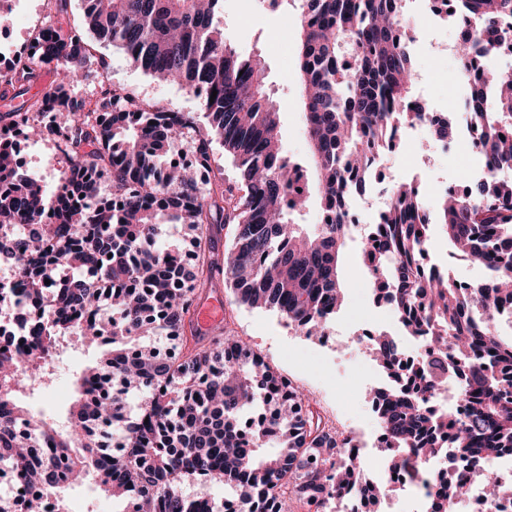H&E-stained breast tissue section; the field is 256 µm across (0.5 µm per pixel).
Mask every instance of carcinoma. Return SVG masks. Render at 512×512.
<instances>
[{"label": "carcinoma", "instance_id": "carcinoma-1", "mask_svg": "<svg viewBox=\"0 0 512 512\" xmlns=\"http://www.w3.org/2000/svg\"><path fill=\"white\" fill-rule=\"evenodd\" d=\"M85 25H52L42 56L24 59L12 79L32 87L41 66L56 65L52 101L63 133L69 174L51 202L58 223L43 224L47 205L40 181L16 170L11 143L0 140V264L36 285L65 270L56 304L33 333L26 358L0 352V476L21 471L34 484L25 512L52 500L67 512L64 493L78 473L95 476L101 489L122 503L134 495L139 512H224L204 489L222 480L236 492L239 512H282L285 497L322 507L349 490L368 509L396 488L369 477L331 440L328 422L299 389H280L281 374L243 339L191 329L194 302L219 268L213 230L233 226L224 253L225 283L236 301L274 310L308 338L320 337L345 300L340 257L349 228L343 221L347 195L362 190L376 154L396 145V131L426 121L414 98V72L398 30L405 0H302L296 65L310 146L312 174L282 152L279 112L266 91L258 55L243 56L224 43L218 21L224 0H84ZM450 15L465 32L457 46L460 73L470 88L464 112L476 132L485 176L462 179L435 213L422 189L392 186L394 202L381 220L378 246L369 261L384 302L405 316L410 336L431 344L423 385L400 383L403 344L383 329L371 353L392 378L376 392L373 406L383 426L385 453L394 466L423 470L431 460L463 455L466 470L448 469L436 486L433 512H451L471 491L472 475L493 460L512 456V340L497 333L512 308V70H481L478 61L512 51V0H452ZM112 43L151 77L174 78L197 96L209 118L196 157L211 167L218 140L232 157L238 181L219 174L201 177L198 167L161 161L195 124L191 112L144 104L120 86L92 102L72 93L101 76L89 58L88 36ZM216 98H211L212 92ZM45 98L0 113V122L34 137L44 134L34 115ZM459 124L435 121L434 135L453 142ZM314 179L321 210L331 222L308 233L291 216L310 197ZM180 227L193 262L183 268L177 246L156 248L165 227ZM452 248L488 268L467 291L438 268L423 271L420 258L434 227ZM108 305L119 318L104 319ZM75 335L102 349L96 366L79 378L80 398L59 424L21 406L25 392L52 382L59 339ZM164 336L177 353L152 343ZM474 354L454 367L456 396L464 417L448 421L428 409L433 376L443 348ZM143 396L135 417L127 396ZM260 416L249 442L240 439L245 410ZM94 415L116 425L121 453L112 467L100 465L103 437L90 430ZM26 417L27 432L16 422ZM52 449L39 468L27 461ZM335 468L336 483H321L313 457ZM189 478L202 489L186 495Z\"/></svg>", "mask_w": 512, "mask_h": 512}]
</instances>
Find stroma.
Listing matches in <instances>:
<instances>
[{"label": "stroma", "mask_w": 512, "mask_h": 512, "mask_svg": "<svg viewBox=\"0 0 512 512\" xmlns=\"http://www.w3.org/2000/svg\"><path fill=\"white\" fill-rule=\"evenodd\" d=\"M19 4L14 28L5 43H0V53L6 45L25 44L41 24L83 22L82 0H19ZM403 14L416 31L411 56L417 92L438 111L451 106L463 111L468 91L457 73L458 24L451 17L434 14L429 0H406ZM299 16V9L285 10L268 0H224V39L242 54H258L265 59L268 93L279 111L283 149L291 161L303 164L310 151L294 61ZM92 54L94 59L104 60L107 68L98 82L78 86V95L94 99L106 87L117 84L146 102L193 113L196 124L179 146L181 153L193 154L200 132L209 124L199 98L179 85L145 75L112 45L94 43ZM21 153L34 160L33 170L41 177L46 195H53L68 169L62 146L52 139L36 138L22 145ZM469 166L466 145L444 157L427 135L399 139L395 148L379 156L369 188L357 198L362 205V222L371 224L376 219L377 211L371 205L376 189L410 178L416 171L422 176L429 208L437 209L445 188L456 185L459 172ZM360 246V238L351 236L343 256L346 296L329 323L336 339L333 345L306 338L275 311L236 304L223 277L215 278L201 300L223 303V330L245 340L277 372L293 377L323 416L367 435L375 426L372 399L382 381L355 336L364 322L386 326L391 313L373 303L375 286L360 263ZM101 357V351L86 348L77 337L61 341L53 362V382L27 396L26 404L64 421L76 397L77 374Z\"/></svg>", "instance_id": "stroma-1"}]
</instances>
